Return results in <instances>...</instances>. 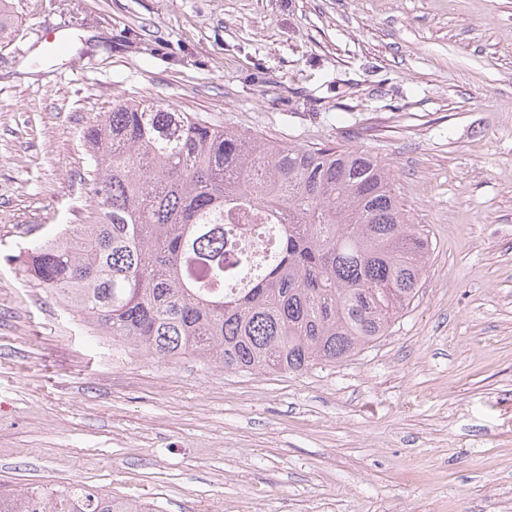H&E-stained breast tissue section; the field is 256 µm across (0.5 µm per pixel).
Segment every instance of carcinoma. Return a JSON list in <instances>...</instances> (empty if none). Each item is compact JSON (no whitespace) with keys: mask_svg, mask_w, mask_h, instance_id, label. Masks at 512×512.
<instances>
[{"mask_svg":"<svg viewBox=\"0 0 512 512\" xmlns=\"http://www.w3.org/2000/svg\"><path fill=\"white\" fill-rule=\"evenodd\" d=\"M17 25L0 0V44ZM84 142L86 223L32 242L24 272L137 354L299 373L387 335L419 292L429 231L362 148L276 144L151 100L113 104ZM0 512L144 510L73 483L0 488Z\"/></svg>","mask_w":512,"mask_h":512,"instance_id":"cac0c4a2","label":"carcinoma"}]
</instances>
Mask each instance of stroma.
<instances>
[{"mask_svg":"<svg viewBox=\"0 0 512 512\" xmlns=\"http://www.w3.org/2000/svg\"><path fill=\"white\" fill-rule=\"evenodd\" d=\"M0 48V484L153 512H512V0H14ZM65 52L32 59L41 36ZM150 98L390 164L433 247L387 336L254 374L113 345L19 256L91 203L83 130Z\"/></svg>","mask_w":512,"mask_h":512,"instance_id":"35a3bbf8","label":"stroma"}]
</instances>
